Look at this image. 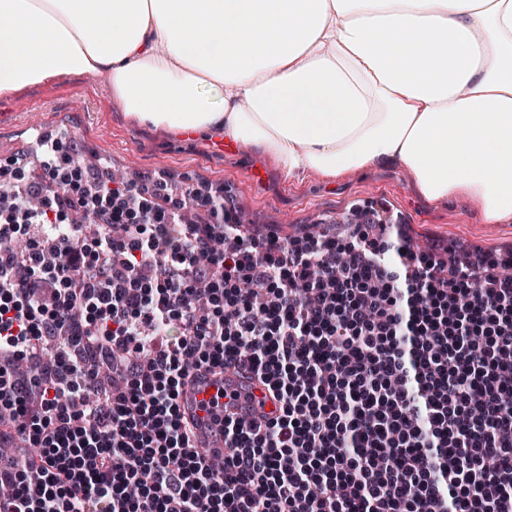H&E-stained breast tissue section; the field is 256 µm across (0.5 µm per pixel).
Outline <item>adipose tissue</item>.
<instances>
[{
  "instance_id": "adipose-tissue-1",
  "label": "adipose tissue",
  "mask_w": 512,
  "mask_h": 512,
  "mask_svg": "<svg viewBox=\"0 0 512 512\" xmlns=\"http://www.w3.org/2000/svg\"><path fill=\"white\" fill-rule=\"evenodd\" d=\"M77 73L288 178L396 163L512 218V0H0V98Z\"/></svg>"
}]
</instances>
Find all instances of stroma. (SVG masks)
I'll use <instances>...</instances> for the list:
<instances>
[{
	"instance_id": "obj_1",
	"label": "stroma",
	"mask_w": 512,
	"mask_h": 512,
	"mask_svg": "<svg viewBox=\"0 0 512 512\" xmlns=\"http://www.w3.org/2000/svg\"><path fill=\"white\" fill-rule=\"evenodd\" d=\"M34 117L54 135L74 134L83 151L92 154V161L82 164L83 180L119 166L133 183L168 171L177 191L218 184L254 229H262L271 214L286 217L279 233L287 241L304 230L343 233L344 225L329 223V216L371 205L398 214L405 236L418 243L448 240L504 257L512 254V221L486 224L466 200L428 199L399 166L374 167L331 184L315 173L290 181L275 160L253 147L220 152L209 139L174 138L133 125L111 86L87 74L61 76L0 99V169L9 168L34 140Z\"/></svg>"
}]
</instances>
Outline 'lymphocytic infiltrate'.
Returning <instances> with one entry per match:
<instances>
[{
  "label": "lymphocytic infiltrate",
  "instance_id": "lymphocytic-infiltrate-1",
  "mask_svg": "<svg viewBox=\"0 0 512 512\" xmlns=\"http://www.w3.org/2000/svg\"><path fill=\"white\" fill-rule=\"evenodd\" d=\"M78 153L44 140L51 191L0 201L25 244L0 255V512H512V257L446 266L362 222L254 235L224 196L84 187ZM218 369L279 399L225 415L220 455L179 409Z\"/></svg>",
  "mask_w": 512,
  "mask_h": 512
}]
</instances>
